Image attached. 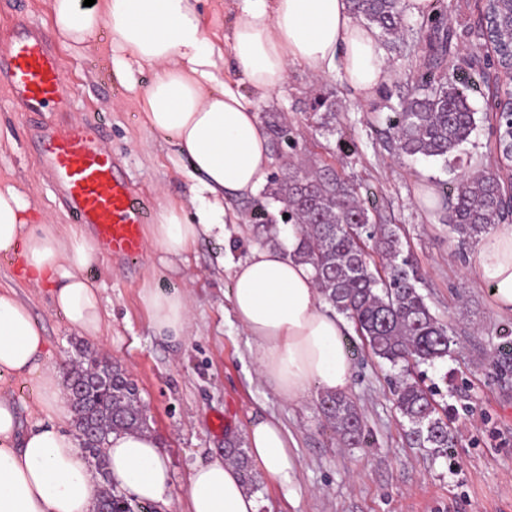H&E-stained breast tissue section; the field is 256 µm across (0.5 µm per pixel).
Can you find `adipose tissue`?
<instances>
[{
  "label": "adipose tissue",
  "instance_id": "obj_1",
  "mask_svg": "<svg viewBox=\"0 0 512 512\" xmlns=\"http://www.w3.org/2000/svg\"><path fill=\"white\" fill-rule=\"evenodd\" d=\"M199 0H52V33L65 47L91 48L109 32L117 76L150 69L138 106L146 125L171 139L187 158L202 205L196 222L184 207L164 205L151 238L169 266L186 262L200 237L223 238L237 223L228 197L253 195L273 163L257 102L279 91L288 68L338 75L359 97H373L387 75L373 29L354 22L349 0H231L234 22L217 45L204 35ZM232 62L233 81L223 78ZM0 253L15 255L20 279L48 289L55 308L79 335L99 336L103 298L86 272L97 258L92 239L75 228L38 223L30 199L0 185ZM477 280L496 310L512 314V224H497L472 257ZM229 293L238 324L253 343L260 377L284 399L305 400L311 389L346 392L351 363L347 325L317 288L310 265L282 250L254 247L232 266ZM141 300L154 335L183 340L191 320L186 298L144 286ZM35 386L37 418L22 425L14 382ZM64 382L50 359L42 326L15 291L0 290V512H96L98 478L82 441L62 423ZM254 465L281 490L299 466L288 434L271 418L245 433ZM109 479L135 499L168 504V462L148 430H116L102 450ZM187 512H259L256 495L222 456L193 467Z\"/></svg>",
  "mask_w": 512,
  "mask_h": 512
}]
</instances>
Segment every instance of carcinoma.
I'll return each mask as SVG.
<instances>
[{"label":"carcinoma","mask_w":512,"mask_h":512,"mask_svg":"<svg viewBox=\"0 0 512 512\" xmlns=\"http://www.w3.org/2000/svg\"><path fill=\"white\" fill-rule=\"evenodd\" d=\"M355 18L395 38L402 28L405 0H351ZM485 15L501 29L512 20V0H488ZM448 5L422 13L414 47L424 58L413 93L402 98L400 110L386 117L397 150L414 159L437 160L448 165L477 127L469 103V82L448 75ZM501 98L489 103L495 110V134L502 162L512 161V112L500 109ZM274 138L290 140V126L276 112L268 114ZM270 198L283 204L299 238L293 257L313 268L317 287L336 311L355 326L366 347L404 377L394 391L395 405L409 423L408 438L417 448L440 455L454 446L447 420L438 415L432 394L407 377L410 365L434 363L450 353L449 326L436 318L417 288V274L404 255L397 232L374 224L370 209L356 189L341 176L325 169L288 171L275 182ZM449 227L465 245L480 240L489 228L512 214V185L495 172L461 180L449 190ZM256 228L275 241L280 228L267 206H260ZM376 252L379 267L372 259ZM67 390L76 392L69 402L75 425L94 431L87 442L91 452L103 447L114 429H138L146 424L133 383L120 366L94 357L80 363L67 377ZM319 406L326 427L349 444L362 442V421L355 404L341 394L321 396ZM227 457L257 491L256 479L244 449L229 443ZM142 505L110 488L99 494L97 512H140Z\"/></svg>","instance_id":"obj_1"}]
</instances>
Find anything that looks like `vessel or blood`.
Instances as JSON below:
<instances>
[{
	"label": "vessel or blood",
	"mask_w": 512,
	"mask_h": 512,
	"mask_svg": "<svg viewBox=\"0 0 512 512\" xmlns=\"http://www.w3.org/2000/svg\"><path fill=\"white\" fill-rule=\"evenodd\" d=\"M0 77L23 112H60L73 96L44 37L26 23L0 42ZM42 159L62 190L75 221L94 227L104 250L125 260L144 250L150 204L124 177L97 132L77 127L41 142Z\"/></svg>",
	"instance_id": "vessel-or-blood-1"
}]
</instances>
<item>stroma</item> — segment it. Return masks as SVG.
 I'll list each match as a JSON object with an SVG mask.
<instances>
[{"instance_id": "1", "label": "stroma", "mask_w": 512, "mask_h": 512, "mask_svg": "<svg viewBox=\"0 0 512 512\" xmlns=\"http://www.w3.org/2000/svg\"><path fill=\"white\" fill-rule=\"evenodd\" d=\"M448 2L455 8L448 60L471 83L469 99L479 114L460 163L445 167L415 160L386 145L385 118L399 96L412 93L423 67L417 53L387 42V77L372 99L355 98L340 77L316 80L294 65L282 90L260 102V115L286 117L295 140L290 146L273 144L274 163L255 195L227 200L241 221L228 225L225 243L198 241L175 270L160 262L159 250L149 243L133 261L99 253L89 278L105 298L100 336L78 335L47 290L18 280L16 258L0 254V289H14L29 305L53 360L71 366L88 348L121 365L137 385L148 408V428L171 470L170 502L152 506L151 512H186L193 466L223 453L226 441L243 440L262 414L275 416L288 430L300 468L288 494L260 478V512H512V317L495 309L487 287L471 271L473 246H460L435 203L442 185H455L469 170L487 167L505 181L512 171L499 165L487 88L472 65L487 55L471 36L485 0ZM20 16L46 36L73 98L68 111L35 115L19 111L7 85L0 84V182L20 187L46 223H71L45 172L36 137L42 124L59 132L90 125L101 131L121 171L153 206L180 203L194 214L188 162L146 127L136 103L149 72L135 73L134 84L121 82L105 34L96 48L81 53L61 46L51 37V0H0V37ZM289 157L310 169L333 168L358 189L377 222L397 230L417 271L419 292L448 324L451 355L411 373L435 390L437 402L448 410L455 445L446 456L410 444L409 423L394 403L401 371L363 347L358 334L348 338V395L361 412L365 440L360 444L344 445L325 428L320 391L292 403L257 379L250 342L228 300L229 266L263 245L250 213L263 203L278 214L281 205L268 194ZM148 282L165 291H188L193 323L180 344L153 334L140 298Z\"/></svg>"}]
</instances>
